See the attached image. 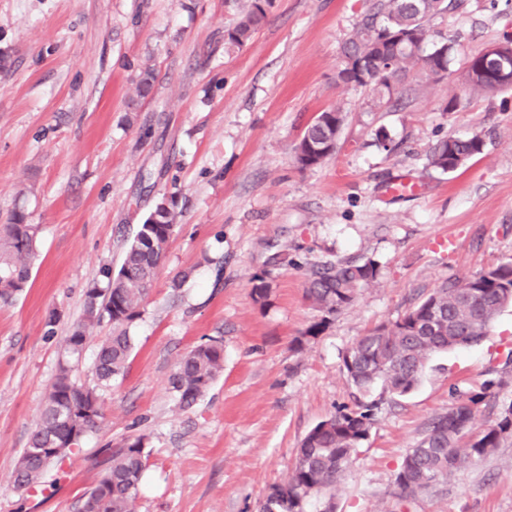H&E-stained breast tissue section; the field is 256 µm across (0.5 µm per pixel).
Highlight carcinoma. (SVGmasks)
I'll return each instance as SVG.
<instances>
[{
	"label": "carcinoma",
	"instance_id": "1",
	"mask_svg": "<svg viewBox=\"0 0 512 512\" xmlns=\"http://www.w3.org/2000/svg\"><path fill=\"white\" fill-rule=\"evenodd\" d=\"M459 0H372L362 19L341 45L337 79L346 85L369 87L378 99H390L396 83L420 68L438 79L448 71L455 41L430 22L456 8ZM273 0H250L235 23L226 30L227 44L241 48L266 19ZM506 58L503 67L480 54L467 60L464 87L470 92H493L509 85L512 77V41L494 49ZM342 113H320L295 146L300 169L320 166L336 148ZM479 135L440 140L429 155V164L442 172H455L482 153ZM175 195L163 196L138 226L128 243L121 265L101 269L100 284L87 292L84 320L65 340L68 356L83 350L88 327L104 320L112 334L99 346L94 365L97 385L107 387L124 374L134 348L133 324L142 315V302L153 288L175 224ZM38 227L22 214L0 225V302L22 292L30 280L36 254ZM379 264L325 263L312 269L307 298L320 313L298 340L319 335L336 315L349 307L358 291L377 281ZM512 304V259L483 269L470 277L450 279L413 305L399 320L382 323L359 338L344 354L348 381L358 393L354 406H342L314 426L296 449L285 479L268 487L260 512H306L311 502L332 491L352 453L366 440L373 409L385 396L402 397L420 383L430 358L439 352L481 342L498 314ZM224 347L218 340L198 345L179 362L169 380L180 408L190 409L205 396L220 375ZM68 363L59 365L47 393L41 416L13 473V486L30 491L45 486L49 468L78 444L103 418L102 403L93 388L76 384ZM487 394L457 399L448 410L431 418L423 436L400 467L395 485L399 497L410 498L439 479L483 458L512 438V405L497 419L475 430L476 410ZM30 448H54L34 455ZM148 454L144 437L126 440L112 449V463L82 496V512H134Z\"/></svg>",
	"mask_w": 512,
	"mask_h": 512
}]
</instances>
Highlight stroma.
<instances>
[{"mask_svg":"<svg viewBox=\"0 0 512 512\" xmlns=\"http://www.w3.org/2000/svg\"><path fill=\"white\" fill-rule=\"evenodd\" d=\"M369 3L274 0L238 49L224 31L247 0H0V225L20 211L39 227L28 287L0 303V512H80L113 449L139 435L148 460L136 512H259L306 434L352 403L343 356L353 343L448 279L512 259V87L469 96L461 82L468 56L512 40V0H462L437 16L457 41L447 76L412 71L415 94L391 103L336 79L340 46ZM334 108L344 114L335 153L300 170L295 144ZM476 133L484 150L464 167L429 166L439 140ZM398 177L418 194L387 196ZM171 193L177 228L132 328L127 371L100 391L102 422L46 491H15L60 363L95 384L111 325L92 327L79 356L64 350L88 290ZM367 259L377 282L303 340L319 316L305 296L311 267ZM257 275L269 289L262 304ZM211 339L224 345V369L182 409L168 380ZM511 352L509 306L481 343L433 355L411 393L376 409L336 483V512H512V439L412 499L395 486L454 393L503 379L480 426L512 405Z\"/></svg>","mask_w":512,"mask_h":512,"instance_id":"35a3bbf8","label":"stroma"}]
</instances>
